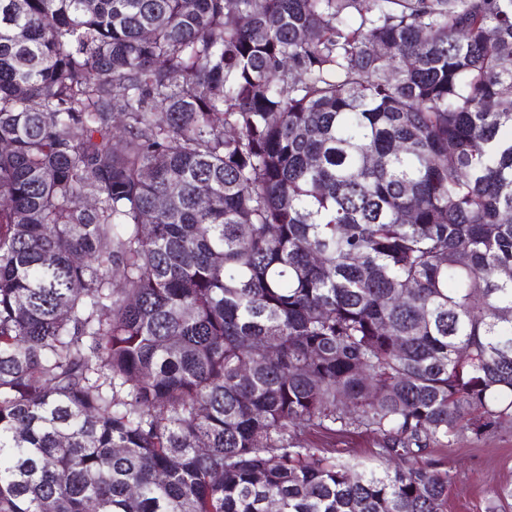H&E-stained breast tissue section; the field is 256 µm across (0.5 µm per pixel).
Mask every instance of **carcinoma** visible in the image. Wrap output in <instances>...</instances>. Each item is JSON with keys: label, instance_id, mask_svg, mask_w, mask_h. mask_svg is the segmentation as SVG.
I'll list each match as a JSON object with an SVG mask.
<instances>
[{"label": "carcinoma", "instance_id": "obj_1", "mask_svg": "<svg viewBox=\"0 0 512 512\" xmlns=\"http://www.w3.org/2000/svg\"><path fill=\"white\" fill-rule=\"evenodd\" d=\"M506 428L512 0H0V512H443ZM316 448L322 449L325 453L336 454L350 459L367 467H379L380 461L377 458V438L367 432L358 433H336V435L324 432L312 431L308 435Z\"/></svg>", "mask_w": 512, "mask_h": 512}]
</instances>
